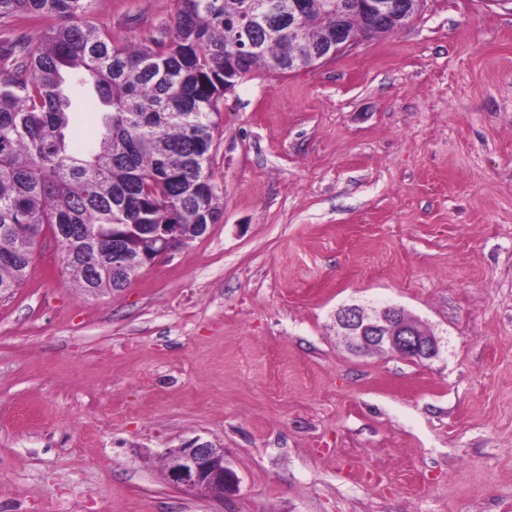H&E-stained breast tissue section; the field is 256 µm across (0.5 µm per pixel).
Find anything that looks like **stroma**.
I'll list each match as a JSON object with an SVG mask.
<instances>
[{
	"instance_id": "1",
	"label": "stroma",
	"mask_w": 512,
	"mask_h": 512,
	"mask_svg": "<svg viewBox=\"0 0 512 512\" xmlns=\"http://www.w3.org/2000/svg\"><path fill=\"white\" fill-rule=\"evenodd\" d=\"M174 0H97L114 40ZM214 117L208 236L81 293L44 237L0 295V512H512V0H423ZM400 307L440 356L357 353ZM221 444L225 501L164 451Z\"/></svg>"
}]
</instances>
